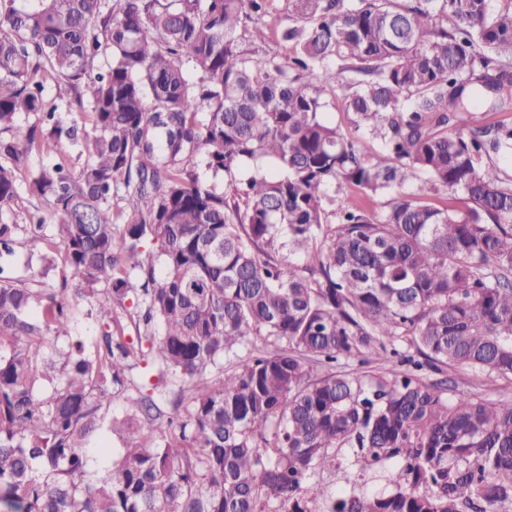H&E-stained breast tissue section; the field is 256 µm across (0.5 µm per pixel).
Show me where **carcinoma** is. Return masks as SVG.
I'll list each match as a JSON object with an SVG mask.
<instances>
[{
	"label": "carcinoma",
	"instance_id": "cac0c4a2",
	"mask_svg": "<svg viewBox=\"0 0 512 512\" xmlns=\"http://www.w3.org/2000/svg\"><path fill=\"white\" fill-rule=\"evenodd\" d=\"M264 2L0 0V209L26 174L54 208L42 260L63 245L107 327L87 348L67 288L0 265V512H512V400L423 378L512 379V123L472 116L512 110V0H286V63L242 48ZM342 73L379 152L326 115ZM29 221L0 222V258ZM345 454L394 463L392 491L314 480ZM121 446V442L116 435L111 438L106 429H103L92 439L89 445L91 471L110 465L112 463V448H120ZM99 448H109V450L103 453Z\"/></svg>",
	"mask_w": 512,
	"mask_h": 512
}]
</instances>
